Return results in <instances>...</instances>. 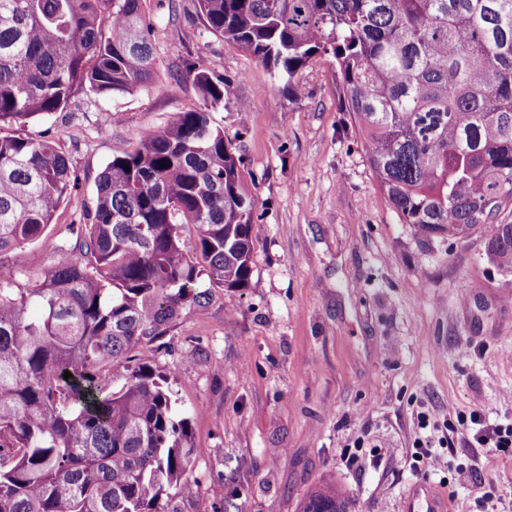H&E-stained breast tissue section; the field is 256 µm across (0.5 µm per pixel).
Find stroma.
<instances>
[{
    "instance_id": "stroma-1",
    "label": "stroma",
    "mask_w": 512,
    "mask_h": 512,
    "mask_svg": "<svg viewBox=\"0 0 512 512\" xmlns=\"http://www.w3.org/2000/svg\"><path fill=\"white\" fill-rule=\"evenodd\" d=\"M160 24L159 79L137 92L73 99L68 111L25 120L59 140L80 177L46 242L9 254L36 278L52 267L71 214L90 208L96 181L139 133L202 106L185 65L224 81L223 127L251 191L252 273L213 289L166 336L133 353L165 375L201 448L199 495L183 512H298L307 491L336 482L352 512H404L431 483L448 512H480L483 492L512 512V457L465 448L474 406L512 419V276L483 233L426 238L379 190L366 145L342 110L332 58L297 75L271 72L207 33L195 0H149ZM429 448L441 469L418 461ZM473 462L477 483L459 484ZM238 488L220 497V488Z\"/></svg>"
}]
</instances>
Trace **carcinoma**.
<instances>
[{
    "label": "carcinoma",
    "mask_w": 512,
    "mask_h": 512,
    "mask_svg": "<svg viewBox=\"0 0 512 512\" xmlns=\"http://www.w3.org/2000/svg\"><path fill=\"white\" fill-rule=\"evenodd\" d=\"M196 15L290 79L333 58L403 223L479 229L512 274V224L498 221L512 204V0H197ZM155 28L146 0H0V128L145 88ZM185 69L204 106L112 158L57 262L24 287L4 258L46 238L79 178L53 137L0 134V512H183L198 493L189 419L162 376L129 369L133 350L252 272L251 198L210 116L224 82ZM300 512L350 510L325 482Z\"/></svg>",
    "instance_id": "cac0c4a2"
}]
</instances>
